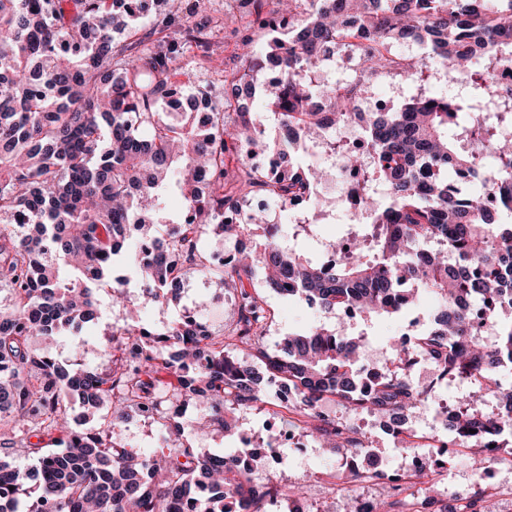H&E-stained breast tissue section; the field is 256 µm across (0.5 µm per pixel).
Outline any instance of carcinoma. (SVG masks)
Listing matches in <instances>:
<instances>
[{"label": "carcinoma", "mask_w": 512, "mask_h": 512, "mask_svg": "<svg viewBox=\"0 0 512 512\" xmlns=\"http://www.w3.org/2000/svg\"><path fill=\"white\" fill-rule=\"evenodd\" d=\"M114 2L0 0V288L9 293L0 304V512H177L200 492L199 512H231L226 500L239 497L266 512L267 491L251 470L232 456L201 454L190 436L235 430L236 411L266 404L269 379L294 390L296 411L320 422L316 437L355 451L358 431L326 415V404L380 413L402 428L429 402L402 371L385 370L363 388L365 336L313 325L268 352L275 313L258 277L281 296L370 317L401 315L422 292L435 295L440 304L431 327L413 336L415 350L464 381L471 398L497 404L487 413L452 403L451 442L470 451L477 471L511 457L512 384L501 373L512 366V225L501 215H512V145L499 129L512 112L495 94L491 66L512 64V0H277L279 24L267 0H238L239 13L225 21L242 33V53L195 90L212 103L206 130L192 106L163 111L181 93L171 81L180 44L153 36L177 22L183 45L207 51L214 32L183 24L182 0H163V27L145 33L133 15L138 0H126L125 11ZM407 41L422 55L394 53ZM347 48L365 74L415 81L441 71L453 93L369 114L375 161L364 183L386 186L391 198L366 199L365 222L346 231L347 257L324 266L295 244L318 225L286 234L266 203L312 201L323 174L297 165L300 146L355 111L364 92L360 82L315 84L312 76ZM270 67L281 73L274 84L264 82ZM255 98L267 113L251 111ZM247 145L253 157L277 149L285 168L245 159ZM491 156L502 161L500 174L468 190ZM173 198L187 220L166 217ZM149 214L176 231L140 271L124 231L132 224L150 234ZM207 227L224 240L254 234V248L212 273L198 239ZM118 267L136 277V299L112 283ZM193 276L232 294L231 325L216 333L205 322L144 324L148 309ZM108 302L123 308L125 325L100 346L103 367L32 348V337L92 321ZM475 306L495 332L490 344L472 330ZM226 339L256 362L230 355ZM204 355L209 365L194 370ZM71 391L90 415L108 412L88 430L72 428ZM194 399L209 405L204 428L174 410ZM133 409L156 417L171 444L137 455L121 449ZM52 430L58 447L41 446ZM13 450L37 456L36 469L10 460Z\"/></svg>", "instance_id": "carcinoma-1"}]
</instances>
